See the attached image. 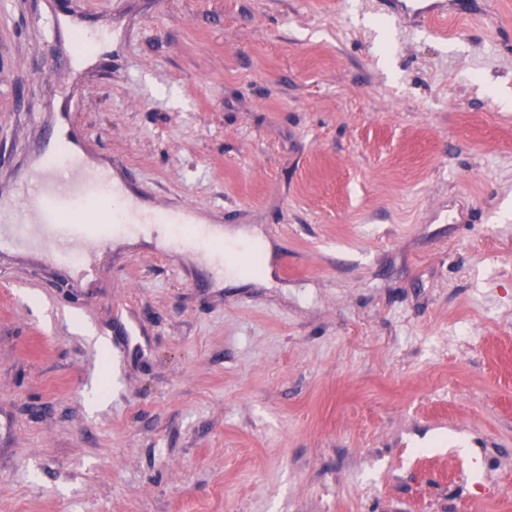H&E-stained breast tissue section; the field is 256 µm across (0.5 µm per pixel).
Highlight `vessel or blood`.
<instances>
[{
    "mask_svg": "<svg viewBox=\"0 0 512 512\" xmlns=\"http://www.w3.org/2000/svg\"><path fill=\"white\" fill-rule=\"evenodd\" d=\"M103 194L121 203L119 225L84 218L87 204ZM14 208L20 218L17 223L0 226V238L18 245L27 243L30 233L27 219L35 217L54 247L53 259L62 263L73 260L76 243H107L117 226L136 230L146 223L188 224L192 221L186 206L162 215H144L128 196L125 186L113 182L108 170L87 171L77 156L57 152L44 154L40 167L22 186Z\"/></svg>",
    "mask_w": 512,
    "mask_h": 512,
    "instance_id": "vessel-or-blood-1",
    "label": "vessel or blood"
}]
</instances>
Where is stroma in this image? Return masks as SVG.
Masks as SVG:
<instances>
[{"label":"stroma","instance_id":"stroma-1","mask_svg":"<svg viewBox=\"0 0 512 512\" xmlns=\"http://www.w3.org/2000/svg\"><path fill=\"white\" fill-rule=\"evenodd\" d=\"M505 98L512 0H0V202L63 116L268 246L0 247V512H512ZM393 4V8L402 12H412L414 16L427 18L436 17L440 9H433L431 0H386Z\"/></svg>","mask_w":512,"mask_h":512}]
</instances>
